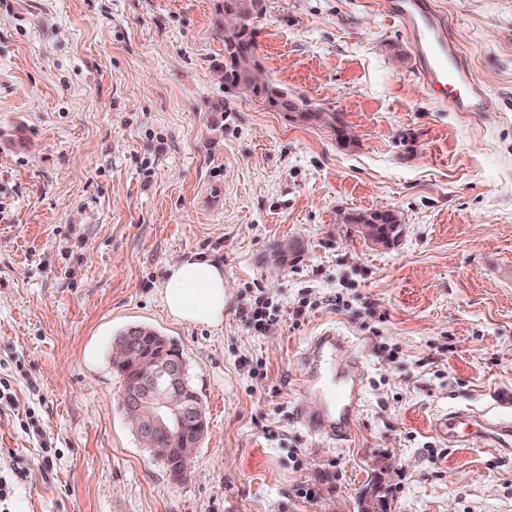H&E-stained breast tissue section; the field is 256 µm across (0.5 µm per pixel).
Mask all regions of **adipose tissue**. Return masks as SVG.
I'll return each mask as SVG.
<instances>
[{
    "label": "adipose tissue",
    "instance_id": "obj_1",
    "mask_svg": "<svg viewBox=\"0 0 512 512\" xmlns=\"http://www.w3.org/2000/svg\"><path fill=\"white\" fill-rule=\"evenodd\" d=\"M229 285L224 268L202 255H177L165 265L162 303L175 320L216 326L224 320Z\"/></svg>",
    "mask_w": 512,
    "mask_h": 512
}]
</instances>
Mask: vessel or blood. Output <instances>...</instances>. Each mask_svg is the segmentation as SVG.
<instances>
[{
	"mask_svg": "<svg viewBox=\"0 0 512 512\" xmlns=\"http://www.w3.org/2000/svg\"><path fill=\"white\" fill-rule=\"evenodd\" d=\"M411 36L415 70L438 107L451 112H490L497 103L473 77L447 18L433 0H390L388 9ZM302 386L318 397L313 406H296V421L312 436L340 443L351 438L362 405L365 370L351 337L333 326L311 336L300 354ZM473 430L461 438L458 427ZM449 444L512 451V421L479 410L448 413L435 425Z\"/></svg>",
	"mask_w": 512,
	"mask_h": 512,
	"instance_id": "b4317fda",
	"label": "vessel or blood"
}]
</instances>
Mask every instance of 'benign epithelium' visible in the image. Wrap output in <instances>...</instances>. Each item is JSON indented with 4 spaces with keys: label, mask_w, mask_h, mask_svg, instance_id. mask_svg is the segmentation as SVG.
I'll list each match as a JSON object with an SVG mask.
<instances>
[{
    "label": "benign epithelium",
    "mask_w": 512,
    "mask_h": 512,
    "mask_svg": "<svg viewBox=\"0 0 512 512\" xmlns=\"http://www.w3.org/2000/svg\"><path fill=\"white\" fill-rule=\"evenodd\" d=\"M222 12L224 36L234 46L235 35L246 25L248 14L238 0H225ZM242 67L246 81L238 87L240 94L251 96L267 85L268 79L257 55H242ZM140 340V329L132 327L112 348L115 366L130 365L137 372L136 390L122 398L125 413L142 440L147 442L158 433L172 438L173 447L157 448V455L164 458L179 456L187 460L198 449L206 428L203 407L188 402L185 397L182 388L184 359L172 355L161 336L156 337L150 352L136 355L134 349Z\"/></svg>",
    "instance_id": "7a95c632"
}]
</instances>
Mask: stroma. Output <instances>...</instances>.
<instances>
[{"mask_svg": "<svg viewBox=\"0 0 512 512\" xmlns=\"http://www.w3.org/2000/svg\"><path fill=\"white\" fill-rule=\"evenodd\" d=\"M388 2L265 0L254 21L269 79L344 144L217 81L219 0H0V477L27 472L0 512H359L374 485L384 512H512V461L433 427L512 416V0H435L500 101L479 114L439 111ZM379 210L401 218L388 246L347 221ZM286 239L297 257L268 265ZM179 253L223 264L220 326L164 311ZM258 290L281 310L259 331ZM327 324L367 367L344 444L293 416ZM134 325L177 344L205 410L180 481L121 410L110 352ZM25 418L26 421L23 425L25 432L42 444L41 447L44 453L43 466L46 468L53 467L56 450L51 448L49 438H46L47 433L44 430L41 421L35 417L34 412L31 413L30 411L28 413L26 412Z\"/></svg>", "mask_w": 512, "mask_h": 512, "instance_id": "35a3bbf8", "label": "stroma"}]
</instances>
